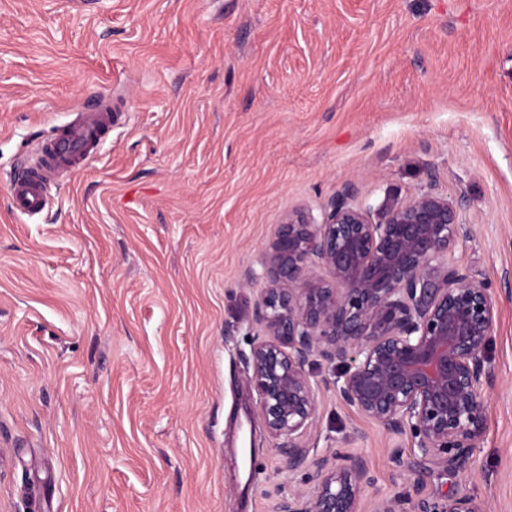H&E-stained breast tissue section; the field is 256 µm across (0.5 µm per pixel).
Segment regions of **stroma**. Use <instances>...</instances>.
<instances>
[{
	"label": "stroma",
	"mask_w": 512,
	"mask_h": 512,
	"mask_svg": "<svg viewBox=\"0 0 512 512\" xmlns=\"http://www.w3.org/2000/svg\"><path fill=\"white\" fill-rule=\"evenodd\" d=\"M113 92L129 122L15 213L28 151ZM348 181L374 208L458 202L472 236L448 258L490 288L495 382L447 469L315 363L307 445L364 460L365 512L418 472L512 512V0H0V512H273L309 492L247 358L284 215L321 217Z\"/></svg>",
	"instance_id": "35a3bbf8"
}]
</instances>
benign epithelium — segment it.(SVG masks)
Returning <instances> with one entry per match:
<instances>
[{
	"label": "benign epithelium",
	"mask_w": 512,
	"mask_h": 512,
	"mask_svg": "<svg viewBox=\"0 0 512 512\" xmlns=\"http://www.w3.org/2000/svg\"><path fill=\"white\" fill-rule=\"evenodd\" d=\"M352 195L345 184L320 222L284 217L255 307L264 337L252 347L247 379L266 430L284 439V467L306 470L312 484L274 512H362L372 484L362 459L340 450L317 457L307 446L316 358L340 369L333 386L344 404L389 433H410L422 456L445 465L466 464L486 417L494 302L484 282L448 262L471 225L456 202L431 190L389 198L375 214ZM315 265L327 277L313 276ZM424 481L417 475L413 495L381 500L374 512H488L467 491L423 495Z\"/></svg>",
	"instance_id": "1"
}]
</instances>
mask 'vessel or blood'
Listing matches in <instances>:
<instances>
[{
	"instance_id": "vessel-or-blood-1",
	"label": "vessel or blood",
	"mask_w": 512,
	"mask_h": 512,
	"mask_svg": "<svg viewBox=\"0 0 512 512\" xmlns=\"http://www.w3.org/2000/svg\"><path fill=\"white\" fill-rule=\"evenodd\" d=\"M123 117L119 105L101 104L83 111L76 122L43 140L26 174L9 186L12 209L28 217L40 214L50 203L49 183L59 175L84 168Z\"/></svg>"
}]
</instances>
